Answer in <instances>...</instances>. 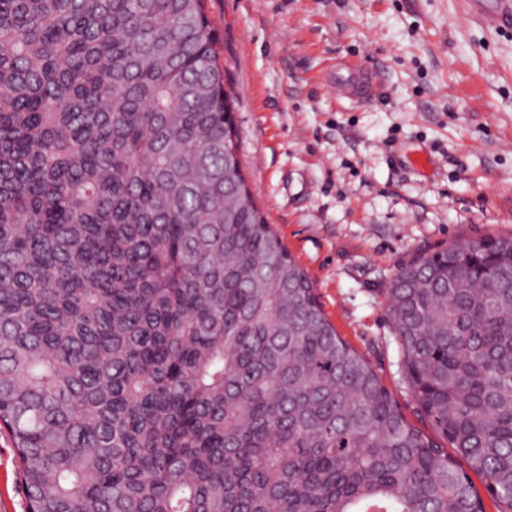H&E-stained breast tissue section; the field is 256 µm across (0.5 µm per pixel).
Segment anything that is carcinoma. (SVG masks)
<instances>
[{"mask_svg":"<svg viewBox=\"0 0 512 512\" xmlns=\"http://www.w3.org/2000/svg\"><path fill=\"white\" fill-rule=\"evenodd\" d=\"M206 0H0V426L28 512H512V235L401 268L410 424L239 160ZM468 469H463L460 462Z\"/></svg>","mask_w":512,"mask_h":512,"instance_id":"1","label":"carcinoma"}]
</instances>
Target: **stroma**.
<instances>
[{
  "label": "stroma",
  "mask_w": 512,
  "mask_h": 512,
  "mask_svg": "<svg viewBox=\"0 0 512 512\" xmlns=\"http://www.w3.org/2000/svg\"><path fill=\"white\" fill-rule=\"evenodd\" d=\"M243 173L339 335L423 432L388 316L400 267L512 234V29L464 0H207ZM368 96H337L336 85ZM0 512H28L0 429Z\"/></svg>",
  "instance_id": "35a3bbf8"
}]
</instances>
